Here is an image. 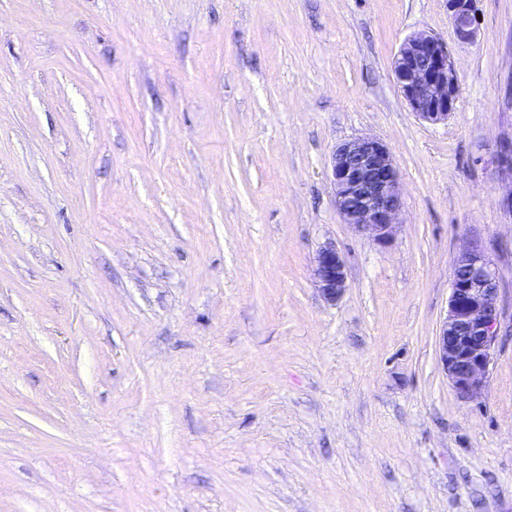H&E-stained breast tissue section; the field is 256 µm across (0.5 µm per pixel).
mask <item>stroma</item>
Masks as SVG:
<instances>
[{
	"mask_svg": "<svg viewBox=\"0 0 512 512\" xmlns=\"http://www.w3.org/2000/svg\"><path fill=\"white\" fill-rule=\"evenodd\" d=\"M476 6L461 45L447 0H0V512H512V0ZM419 30L437 125L392 77ZM360 136L400 170L384 246L327 178ZM469 242L501 327L464 401ZM393 81L410 110L422 121H447L461 95V85L448 45L421 31L408 35L392 63ZM313 275L323 298L336 303L348 288L346 263L333 242L323 244L315 257ZM495 269L477 245L454 259L448 311L436 335L438 361L462 399L484 391L499 334Z\"/></svg>",
	"mask_w": 512,
	"mask_h": 512,
	"instance_id": "obj_1",
	"label": "stroma"
}]
</instances>
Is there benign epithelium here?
<instances>
[{
	"label": "benign epithelium",
	"mask_w": 512,
	"mask_h": 512,
	"mask_svg": "<svg viewBox=\"0 0 512 512\" xmlns=\"http://www.w3.org/2000/svg\"><path fill=\"white\" fill-rule=\"evenodd\" d=\"M448 18L458 43L471 45L479 35L476 0H447ZM393 81L410 110L436 125L448 120L461 85L448 45L421 31L408 35L392 63ZM329 181L342 223L389 243L403 207L400 171L388 145L376 137L345 141L334 149ZM323 298L334 303L348 288L346 263L333 242L323 244L314 264ZM499 288L495 269L476 245L454 259L446 317L436 335L438 361L462 399L484 391L499 334Z\"/></svg>",
	"instance_id": "7a95c632"
}]
</instances>
